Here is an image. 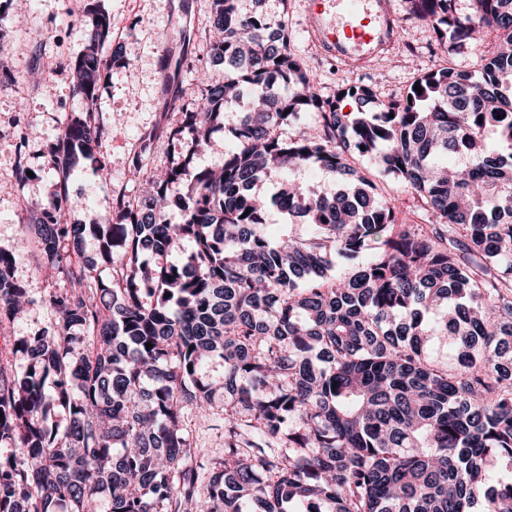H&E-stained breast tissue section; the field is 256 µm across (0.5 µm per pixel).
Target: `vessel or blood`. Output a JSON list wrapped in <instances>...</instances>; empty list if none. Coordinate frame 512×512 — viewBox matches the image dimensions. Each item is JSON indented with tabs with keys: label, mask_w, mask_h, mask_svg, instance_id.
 <instances>
[{
	"label": "vessel or blood",
	"mask_w": 512,
	"mask_h": 512,
	"mask_svg": "<svg viewBox=\"0 0 512 512\" xmlns=\"http://www.w3.org/2000/svg\"><path fill=\"white\" fill-rule=\"evenodd\" d=\"M344 7L352 21L336 27L318 23L313 29L326 52L344 58L360 48L381 44L389 35L394 21L390 0H379L373 13L362 11L360 0H345Z\"/></svg>",
	"instance_id": "obj_1"
}]
</instances>
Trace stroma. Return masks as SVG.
I'll return each mask as SVG.
<instances>
[{"label": "stroma", "mask_w": 512, "mask_h": 512, "mask_svg": "<svg viewBox=\"0 0 512 512\" xmlns=\"http://www.w3.org/2000/svg\"><path fill=\"white\" fill-rule=\"evenodd\" d=\"M91 0H31L24 23H17L16 0H0V250H20L13 276L32 300L21 319L0 321V376L12 378L24 361L12 336L54 325L48 298L67 288L57 271L46 268L32 228L43 204L65 187L69 220L74 224H111L112 197L126 190L137 196L142 185L129 181L130 170L142 178L165 168L177 153L167 135L181 121L171 100L197 101L198 70L212 82L224 80V66L210 53L219 33L213 26L210 0H99L112 17V43L122 49L128 66L111 69L102 83L97 111L109 133L100 147L112 173L103 181L84 164L59 177L50 165V148L72 114L85 102L73 93L67 60L87 38L86 11ZM399 16L393 39L360 59L327 54L312 36L310 0H265L267 15L286 16L295 53L313 70L322 96L343 85H376L380 97L403 92L421 73L438 63L431 26L404 20L402 0H392ZM178 47L183 60L174 79H166L161 62ZM31 172L18 183V168Z\"/></svg>", "instance_id": "1"}]
</instances>
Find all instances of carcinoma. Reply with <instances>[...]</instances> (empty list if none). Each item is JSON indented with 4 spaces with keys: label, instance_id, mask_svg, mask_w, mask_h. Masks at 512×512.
<instances>
[{
    "label": "carcinoma",
    "instance_id": "cac0c4a2",
    "mask_svg": "<svg viewBox=\"0 0 512 512\" xmlns=\"http://www.w3.org/2000/svg\"><path fill=\"white\" fill-rule=\"evenodd\" d=\"M405 2L438 34L441 61L415 79L421 91L381 99L365 84L319 96L285 18L212 0L224 83L175 106L168 144L190 149L138 201L116 198L122 239L67 223L60 197L43 209L41 256L70 287L50 297L56 329L14 337L27 365L0 378V512H512V0H471L467 13ZM86 24L65 68L92 108L112 21L96 5ZM475 32L491 46L459 69L449 55ZM238 111L221 175L193 166ZM307 112L315 136L300 127ZM102 135L82 112L50 158L106 174ZM363 161L411 193L418 222L399 221L401 202ZM310 169L336 191L289 179ZM273 172L275 192L254 194ZM272 208L288 226L276 241L257 232ZM83 235L105 265L124 249L120 277L79 261ZM178 240L190 243L182 264L141 261ZM371 246L331 274L334 255ZM18 258L0 250V317L12 321L30 303ZM217 408L218 459L184 425Z\"/></svg>",
    "mask_w": 512,
    "mask_h": 512
}]
</instances>
